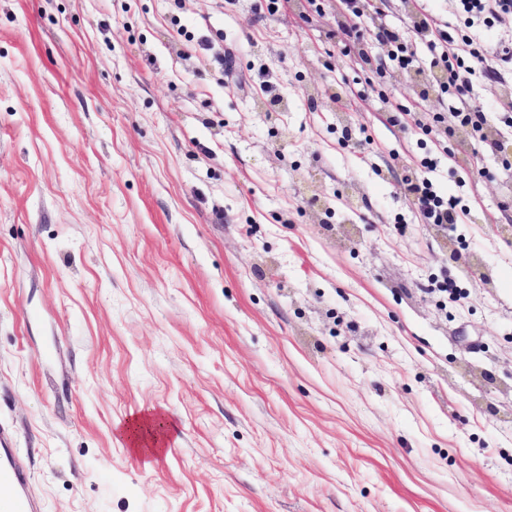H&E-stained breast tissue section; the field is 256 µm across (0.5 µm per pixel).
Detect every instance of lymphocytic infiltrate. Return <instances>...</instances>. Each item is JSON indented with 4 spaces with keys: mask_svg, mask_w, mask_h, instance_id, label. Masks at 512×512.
<instances>
[{
    "mask_svg": "<svg viewBox=\"0 0 512 512\" xmlns=\"http://www.w3.org/2000/svg\"><path fill=\"white\" fill-rule=\"evenodd\" d=\"M457 10L463 16L462 26L447 30L430 24L426 10H418L414 17L405 21L402 27L379 29L375 39L380 44L389 46V60L395 62L401 70H419L420 64L409 49L411 40L426 41L433 59L430 66L434 72L437 91L457 100L452 117L453 126L470 130L476 136H483L488 118L483 108L469 102L471 77L476 71L495 76L501 70L512 67V41L501 40L496 50H487L479 41L470 37L468 30L475 23L493 26L504 17H512V0H457ZM468 42L470 46L467 57L450 53L449 48L456 41ZM450 126V127H453ZM450 127L445 126L443 114H436L431 127L437 135L448 134ZM425 175L416 177L407 184L415 209L427 224L448 227L462 224L468 218V211L452 198L443 197L436 190L427 176L428 170L434 169L436 163L431 159L421 162Z\"/></svg>",
    "mask_w": 512,
    "mask_h": 512,
    "instance_id": "f902f5d3",
    "label": "lymphocytic infiltrate"
}]
</instances>
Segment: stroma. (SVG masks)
Listing matches in <instances>:
<instances>
[{"mask_svg": "<svg viewBox=\"0 0 512 512\" xmlns=\"http://www.w3.org/2000/svg\"><path fill=\"white\" fill-rule=\"evenodd\" d=\"M418 6L344 54L340 0H0V424L40 512H512V135L425 134L450 101L374 39ZM472 85L497 129L512 74ZM425 158L470 223H422ZM148 410L153 457L117 432Z\"/></svg>", "mask_w": 512, "mask_h": 512, "instance_id": "35a3bbf8", "label": "stroma"}]
</instances>
